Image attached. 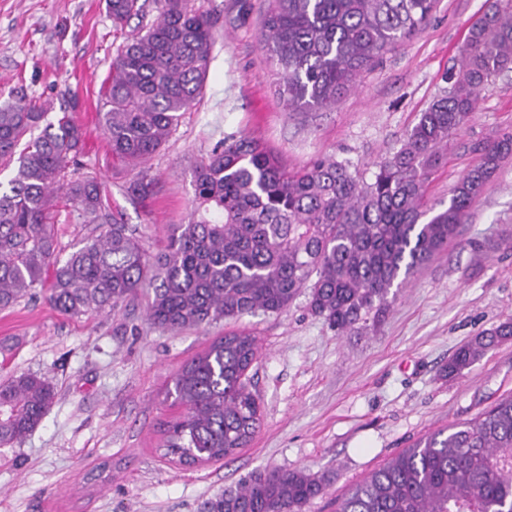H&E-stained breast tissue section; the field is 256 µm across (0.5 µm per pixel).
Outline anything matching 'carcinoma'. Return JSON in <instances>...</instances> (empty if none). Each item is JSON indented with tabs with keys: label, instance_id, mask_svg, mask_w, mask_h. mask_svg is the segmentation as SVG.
<instances>
[{
	"label": "carcinoma",
	"instance_id": "obj_1",
	"mask_svg": "<svg viewBox=\"0 0 512 512\" xmlns=\"http://www.w3.org/2000/svg\"><path fill=\"white\" fill-rule=\"evenodd\" d=\"M435 0H272L264 42L276 91L288 106L322 108L384 51L415 33ZM112 23L144 17L143 0H109ZM159 16L112 59L100 122L112 155L144 164L202 94L213 42L209 17L188 0H155ZM512 70V0H494L470 28L460 63L400 147L371 178L347 161L316 159L288 172L257 141L230 133L194 172L189 222L156 255L110 213L97 177L79 172L82 131L66 112L18 93L0 105V309L37 287L60 314L78 317L150 294L147 320L177 333L218 320L280 314L308 291L310 311L341 336L380 322L401 287L448 244L471 204L512 156V135L478 143L481 162L461 176L443 210L426 217L425 187L448 138L462 129L480 91ZM39 134H34L35 130ZM65 205L101 231L61 256L51 221ZM512 339L505 321L459 346L448 376ZM258 354L248 330L232 331L187 362L169 395L183 413L165 447L186 463L222 460L261 427L246 376ZM55 398L42 376L0 384V444L21 442ZM325 477L269 466L205 500L201 512H303ZM336 512H512V395L404 449L337 503Z\"/></svg>",
	"mask_w": 512,
	"mask_h": 512
}]
</instances>
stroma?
Here are the masks:
<instances>
[{
	"mask_svg": "<svg viewBox=\"0 0 512 512\" xmlns=\"http://www.w3.org/2000/svg\"><path fill=\"white\" fill-rule=\"evenodd\" d=\"M214 34L200 101L182 113L142 167L113 157L97 106L117 49L141 27L117 26L106 0H0V103L16 88L47 104L48 120L73 111L80 162L112 198V212L148 254L194 206V171L223 141L245 133L290 172L318 157L366 173L389 155L444 87L471 25L492 0H436L427 23L384 52L326 109L292 110L276 92L263 44L269 0H191ZM512 134V72L480 93L426 185L446 207L459 177L480 161L472 147ZM154 182L132 199L126 187ZM382 321L338 336L299 295L281 314L256 313L173 335L146 321L147 294L112 311L66 317L44 289L0 311V382L44 376L56 396L18 444L0 446V512H198L200 503L268 466L326 476L304 512L336 502L427 433L469 420L512 393V341L461 375L442 369L472 336L512 318V157L475 200L447 248L391 290ZM259 341L250 371L263 420L246 448L187 466L166 455L163 430L181 409L167 392L182 366L224 333Z\"/></svg>",
	"mask_w": 512,
	"mask_h": 512,
	"instance_id": "1",
	"label": "stroma"
}]
</instances>
